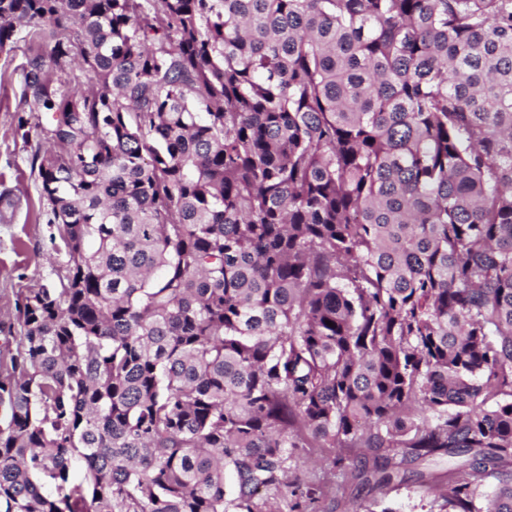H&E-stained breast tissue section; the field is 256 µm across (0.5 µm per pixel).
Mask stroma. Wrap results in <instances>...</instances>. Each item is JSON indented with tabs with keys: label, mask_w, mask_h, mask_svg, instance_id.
<instances>
[{
	"label": "stroma",
	"mask_w": 512,
	"mask_h": 512,
	"mask_svg": "<svg viewBox=\"0 0 512 512\" xmlns=\"http://www.w3.org/2000/svg\"><path fill=\"white\" fill-rule=\"evenodd\" d=\"M36 50L23 27L12 50L0 52V367L20 334L15 316L19 291L59 280L69 269L64 249L49 237L50 209L30 166L32 152L46 137L49 118L40 112L18 113L22 68ZM22 117L30 131L26 140L18 129ZM336 454L333 448H299L291 460L293 472L301 478H334L335 493L321 502L319 512H439L448 459L431 465L424 478L412 477L380 490L374 481L359 476L353 461L332 469Z\"/></svg>",
	"instance_id": "obj_1"
}]
</instances>
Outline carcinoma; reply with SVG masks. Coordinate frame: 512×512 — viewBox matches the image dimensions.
Segmentation results:
<instances>
[{
	"mask_svg": "<svg viewBox=\"0 0 512 512\" xmlns=\"http://www.w3.org/2000/svg\"><path fill=\"white\" fill-rule=\"evenodd\" d=\"M21 26L70 266L16 305L0 512H308L311 442L381 487L464 456L440 512H512V0H0Z\"/></svg>",
	"mask_w": 512,
	"mask_h": 512,
	"instance_id": "1",
	"label": "carcinoma"
}]
</instances>
